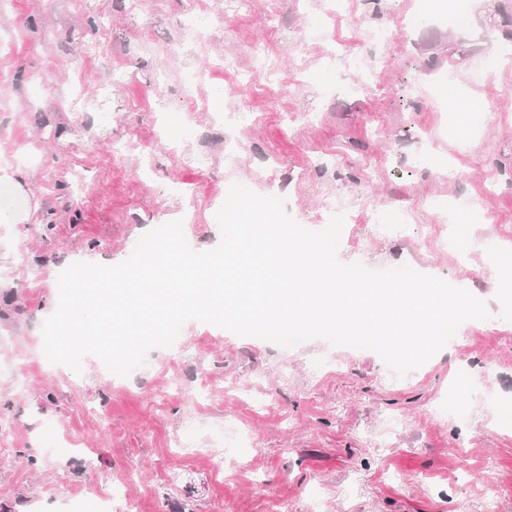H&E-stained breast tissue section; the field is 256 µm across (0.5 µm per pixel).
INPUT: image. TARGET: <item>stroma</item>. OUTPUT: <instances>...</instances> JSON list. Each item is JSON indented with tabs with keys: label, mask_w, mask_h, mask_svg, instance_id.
Returning <instances> with one entry per match:
<instances>
[{
	"label": "stroma",
	"mask_w": 512,
	"mask_h": 512,
	"mask_svg": "<svg viewBox=\"0 0 512 512\" xmlns=\"http://www.w3.org/2000/svg\"><path fill=\"white\" fill-rule=\"evenodd\" d=\"M466 2L462 27L408 24L418 0L0 7V161L33 157L12 167L23 191L0 212L37 210L0 231V512L95 506L121 477L136 512H481L489 493L512 512V326L462 324L398 383L371 350L282 348L196 320L118 381L97 357L76 374L43 352L63 269L123 262L182 208L190 248H215L211 201L234 183L305 223L330 197L359 216L404 210L401 236L350 225L340 260L414 267L512 309L485 256L460 258L441 221L477 202L470 234L512 252V58L481 73L511 7ZM319 14L326 30L309 32ZM380 28L391 42L368 39ZM341 55L377 67L359 79ZM228 56L236 70L218 74ZM220 110L252 119L222 125ZM463 375L478 385L456 413Z\"/></svg>",
	"instance_id": "1"
}]
</instances>
